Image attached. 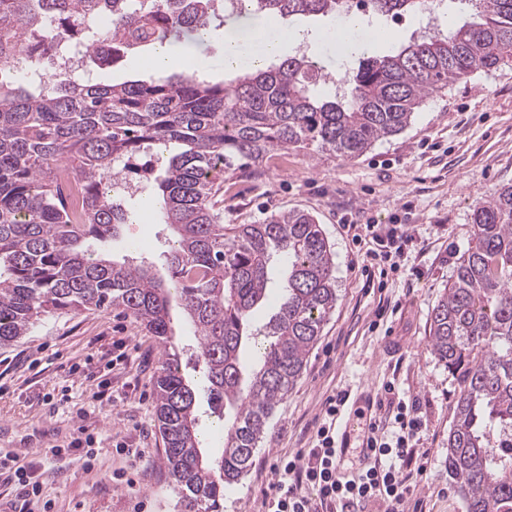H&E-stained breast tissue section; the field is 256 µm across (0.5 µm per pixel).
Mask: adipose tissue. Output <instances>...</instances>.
Here are the masks:
<instances>
[{"instance_id": "obj_1", "label": "adipose tissue", "mask_w": 512, "mask_h": 512, "mask_svg": "<svg viewBox=\"0 0 512 512\" xmlns=\"http://www.w3.org/2000/svg\"><path fill=\"white\" fill-rule=\"evenodd\" d=\"M397 37V32L392 29L370 26L358 18L343 20L336 27L337 40L354 43L361 49L380 47L394 42ZM290 38V33L277 25L257 27L247 16L236 17L224 31V68L229 71L246 62L259 66L266 60L282 56Z\"/></svg>"}]
</instances>
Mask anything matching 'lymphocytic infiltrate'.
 Listing matches in <instances>:
<instances>
[{
    "mask_svg": "<svg viewBox=\"0 0 512 512\" xmlns=\"http://www.w3.org/2000/svg\"><path fill=\"white\" fill-rule=\"evenodd\" d=\"M359 238L373 246L375 255L387 260L402 259L416 239L414 227L385 229L378 224H362ZM394 385L384 388L387 399V426L379 428L375 446L376 465L353 480L343 479L344 455L336 441V416L346 402L345 394L328 397L318 422L311 448L277 460L270 493L262 501L264 512H356L357 507L376 503L383 512H408L419 481L428 469L427 457H415L412 442L423 428L418 400H398ZM0 482L14 495L52 512L34 463H20L18 456L0 457Z\"/></svg>",
    "mask_w": 512,
    "mask_h": 512,
    "instance_id": "obj_1",
    "label": "lymphocytic infiltrate"
}]
</instances>
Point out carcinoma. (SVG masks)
I'll return each instance as SVG.
<instances>
[{
    "label": "carcinoma",
    "instance_id": "carcinoma-1",
    "mask_svg": "<svg viewBox=\"0 0 512 512\" xmlns=\"http://www.w3.org/2000/svg\"><path fill=\"white\" fill-rule=\"evenodd\" d=\"M232 12L347 17L356 0H239ZM383 15L421 13L425 0H370ZM474 17L448 35L402 44L349 73L326 96L308 55L242 66L224 83L197 69L120 84L80 76L26 90L9 77L63 46L84 47L92 68L172 33L224 25V0H0V349L57 310L120 308L162 343L177 295L199 344L209 401L224 415V448L200 439L196 393L172 354L157 380L156 421L172 490L187 512H224V486L249 471L278 405L336 307L331 245L305 212L260 224L224 223V173L279 151L316 146L343 159L401 133L430 95L512 62V0H469ZM179 151L160 175L155 206L176 234L169 278L111 258L106 246L135 214L112 196L110 174L153 175L150 146ZM82 185L74 220L56 170ZM274 301L246 351L256 309ZM430 344L457 375L448 476L466 512H512V186L480 201L472 246L433 309Z\"/></svg>",
    "mask_w": 512,
    "mask_h": 512
}]
</instances>
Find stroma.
I'll return each instance as SVG.
<instances>
[{"label": "stroma", "mask_w": 512, "mask_h": 512, "mask_svg": "<svg viewBox=\"0 0 512 512\" xmlns=\"http://www.w3.org/2000/svg\"><path fill=\"white\" fill-rule=\"evenodd\" d=\"M337 20L293 18L308 55L323 72L343 80L357 67L334 37ZM222 35L172 39L176 55L203 61L211 81L224 79ZM264 177L247 169L224 179V221L255 224L274 212L300 210L321 225L334 254L336 308L307 356L303 375L275 410L253 464L224 489V512H261L273 481L271 464L311 447L314 422L327 396L338 392L381 396L394 384L401 398H419L425 427L417 448L429 452L416 498L421 512H465L448 477V433L458 396L455 375L429 344L430 313L448 287L458 258L472 238L477 203L512 185V65L481 72L428 98L400 134L377 141L344 160L309 147L287 161L263 163ZM372 222L411 224L419 236L398 270L367 280L365 245L353 227ZM173 233L158 215L122 225L111 243L114 258L141 241L139 256L162 264ZM172 348L197 393V413L211 451L224 432L211 413L198 343L177 324ZM166 350L127 313L115 309L49 313L13 346L0 349V455L23 452L43 462L56 512H183L164 463L155 425V381ZM112 403L99 406L94 396ZM104 436L99 464L60 469L51 451L66 448L79 427ZM145 449L129 482L113 487V470L127 468L114 444Z\"/></svg>", "instance_id": "obj_1"}]
</instances>
